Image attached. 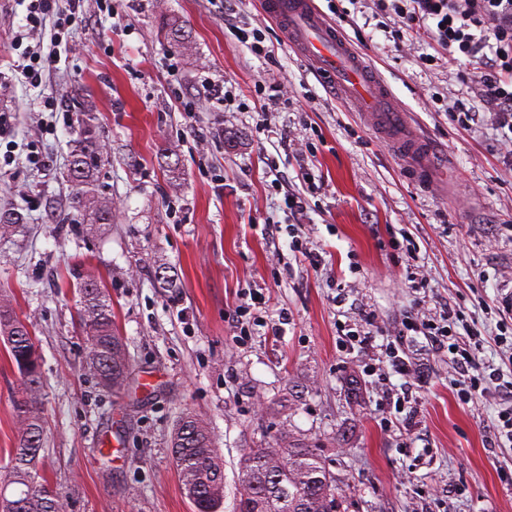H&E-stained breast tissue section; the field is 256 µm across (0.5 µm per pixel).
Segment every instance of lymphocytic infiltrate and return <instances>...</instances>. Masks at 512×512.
<instances>
[{
	"label": "lymphocytic infiltrate",
	"instance_id": "obj_1",
	"mask_svg": "<svg viewBox=\"0 0 512 512\" xmlns=\"http://www.w3.org/2000/svg\"><path fill=\"white\" fill-rule=\"evenodd\" d=\"M390 13L395 34L433 40L449 62L481 57L469 82L483 112L453 103L448 111L465 128L483 116L508 129L502 144L512 154V0H371Z\"/></svg>",
	"mask_w": 512,
	"mask_h": 512
}]
</instances>
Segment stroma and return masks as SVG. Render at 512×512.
I'll return each instance as SVG.
<instances>
[{
    "label": "stroma",
    "instance_id": "35a3bbf8",
    "mask_svg": "<svg viewBox=\"0 0 512 512\" xmlns=\"http://www.w3.org/2000/svg\"><path fill=\"white\" fill-rule=\"evenodd\" d=\"M29 0H0V300L41 357L38 470L64 512H193L172 457L183 412L210 426L234 512L243 448H324L348 512H512V440L497 430L512 381V164L493 126L466 130L443 99L474 64L394 43L363 0H317L373 63L450 177H415L364 113L290 49L260 0H83L42 81L16 65L51 49ZM183 26L186 46L161 29ZM260 30L269 57L243 36ZM225 80L224 103L190 100ZM281 86L268 101L269 85ZM58 97L63 109L44 100ZM96 118L112 221L83 223L67 176L76 115ZM46 155L37 167L30 153ZM302 193L292 217L271 182ZM282 232L270 241L264 225ZM320 260L312 267L305 251ZM178 276L161 287L158 268ZM104 285L132 375L101 388L83 368L78 283ZM422 279L414 287L413 279ZM466 336L482 384L463 397L452 356L402 321ZM352 331L370 332L360 346ZM412 371L396 373L393 357ZM21 376L0 344V470L15 444Z\"/></svg>",
    "mask_w": 512,
    "mask_h": 512
}]
</instances>
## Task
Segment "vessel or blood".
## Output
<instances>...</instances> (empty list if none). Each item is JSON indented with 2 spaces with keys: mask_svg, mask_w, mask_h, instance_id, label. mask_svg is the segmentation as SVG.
<instances>
[{
  "mask_svg": "<svg viewBox=\"0 0 512 512\" xmlns=\"http://www.w3.org/2000/svg\"><path fill=\"white\" fill-rule=\"evenodd\" d=\"M263 10L314 72L326 77L339 73L342 97L366 112L372 127L394 145L403 160L424 168L427 142L409 133L405 112L391 102L363 55L325 19L314 0H263Z\"/></svg>",
  "mask_w": 512,
  "mask_h": 512,
  "instance_id": "vessel-or-blood-1",
  "label": "vessel or blood"
}]
</instances>
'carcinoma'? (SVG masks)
<instances>
[{
	"label": "carcinoma",
	"instance_id": "carcinoma-1",
	"mask_svg": "<svg viewBox=\"0 0 512 512\" xmlns=\"http://www.w3.org/2000/svg\"><path fill=\"white\" fill-rule=\"evenodd\" d=\"M105 154L93 119L79 120L78 137L71 149L70 179L74 207L90 224L112 223V206L95 189ZM79 292V319L87 336L83 366L98 384L119 393L128 383L130 359L114 326L112 304L93 279ZM0 336L24 384L15 410L16 446L0 486V512H63L60 493L36 468L44 444L40 358L26 324L2 304ZM172 448L182 488L194 512H222L224 459L214 447L208 424L192 412L183 414ZM344 503L336 475L326 465L324 449L300 444L243 449L235 512H344Z\"/></svg>",
	"mask_w": 512,
	"mask_h": 512
}]
</instances>
